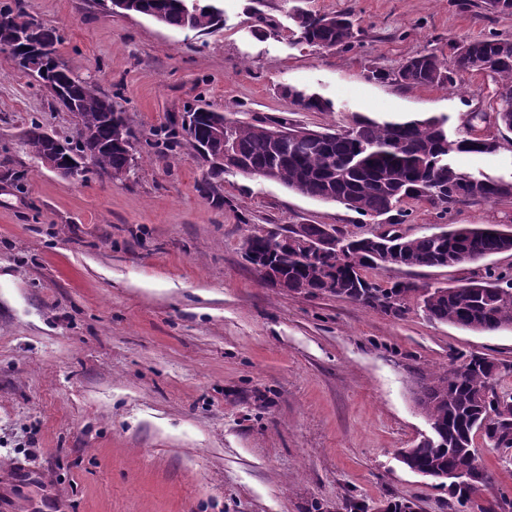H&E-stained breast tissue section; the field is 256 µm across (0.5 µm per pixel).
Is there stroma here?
<instances>
[{"label": "stroma", "instance_id": "35a3bbf8", "mask_svg": "<svg viewBox=\"0 0 512 512\" xmlns=\"http://www.w3.org/2000/svg\"><path fill=\"white\" fill-rule=\"evenodd\" d=\"M23 2L58 31L71 71L122 112L138 165L112 181L42 166L23 131L35 122L70 140L76 119L0 53V512H375L394 498L449 512L447 490L397 458L429 431L422 378L480 354L500 366L496 390L512 392V330L434 322L416 301L394 318L265 285L247 235L291 224L369 235L394 220L239 172L213 202L181 118L203 106L240 123L344 130L361 116L444 115L449 130L502 138L486 74L452 91L368 74L423 50L450 55L463 37L512 39V15L481 0H213L223 25L204 34L110 0ZM299 7L350 13L354 46L297 43ZM289 85L332 111H298ZM406 210L394 222L410 236L512 226V201ZM489 267L512 269V253L375 275L434 288ZM475 444L493 476L477 505L512 501V462Z\"/></svg>", "mask_w": 512, "mask_h": 512}]
</instances>
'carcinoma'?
<instances>
[{
  "instance_id": "obj_1",
  "label": "carcinoma",
  "mask_w": 512,
  "mask_h": 512,
  "mask_svg": "<svg viewBox=\"0 0 512 512\" xmlns=\"http://www.w3.org/2000/svg\"><path fill=\"white\" fill-rule=\"evenodd\" d=\"M187 0H147L163 24L173 28H193L203 33L218 29L221 18L210 4H201L188 15ZM300 41L312 47H349L354 43V23L347 14L295 13ZM29 27L36 40L47 50L56 52L58 35L23 7L0 6V43L10 40L17 27ZM467 49L460 58H445L433 50H424L406 59L397 69H375L370 78L392 81L404 87L457 88L461 75L480 71L490 73L496 83L497 122L512 132V39L496 34L477 40H461ZM20 71L42 83L57 85L62 99L53 103L73 113L78 119L75 148L93 150V168L101 178L112 180L124 176L134 165L127 151L114 145L118 131L133 137L122 113L112 109V98L90 82L75 77L65 64L31 56L17 63ZM293 102L301 112H325L329 101L313 93L289 88ZM224 114L209 109L196 119L194 130L181 125L191 144H209L205 162L216 146L211 144V129ZM447 118L429 116L378 122L361 117L355 126L341 132L320 131V139H299L288 145L275 146L262 127L255 124L234 125L232 131L234 159L222 167L209 166L202 191L221 199L223 175L235 170L236 162L246 161L255 175L271 167L282 185L305 196L334 200L360 215L383 216L400 210L406 201L426 202L446 214L458 205L472 202L512 200V190H501L495 179L484 175L470 184L460 182L456 157L460 154H489L504 148V143L486 146L470 131L448 133ZM25 146L38 160L50 157V147L37 124L25 134ZM340 252L315 255L295 244L279 254V262L288 276V289L300 283L307 294L324 293L326 279L346 283L334 296L384 311L370 302L384 299L394 305L391 316L399 318L407 311L411 297L419 293L410 282L396 281L383 285L368 275L371 270L387 266L407 268L453 267L463 256L488 258L512 252V231H502L480 224L456 225L448 233L386 237L346 235L336 231ZM512 278L488 268L479 279L455 287H437L436 295L422 300L426 316L473 332H494L512 328ZM462 364L421 385L419 403L427 418L447 434L440 447L419 442L410 452V466L431 473L464 472L480 461L475 437L501 450L512 459V394L500 396L489 389V382L499 373L493 360L471 354L461 356Z\"/></svg>"
}]
</instances>
